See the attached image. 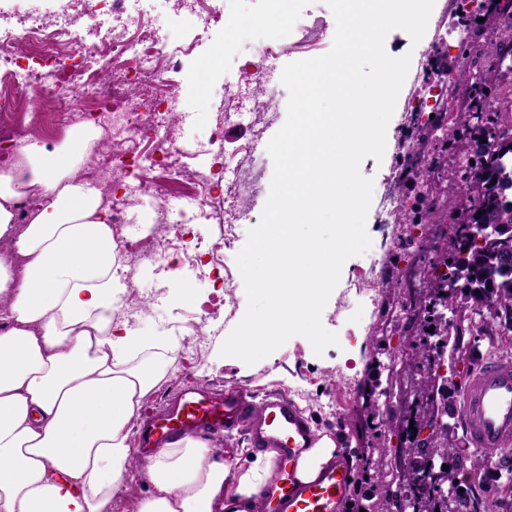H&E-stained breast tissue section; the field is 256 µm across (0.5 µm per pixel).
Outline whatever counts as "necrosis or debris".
<instances>
[{"mask_svg":"<svg viewBox=\"0 0 512 512\" xmlns=\"http://www.w3.org/2000/svg\"><path fill=\"white\" fill-rule=\"evenodd\" d=\"M119 0H55V9L27 13L24 27L0 35V81L36 99L37 109L52 112L73 92L93 104L99 118L97 137L86 164V174L102 189V202L112 210L114 230L128 221L131 206L151 199L163 244H177L183 224L171 204L168 182L184 178L195 187L188 206L197 219L236 223L235 202L214 197L210 173L188 167L171 132L173 101L179 72L195 43L181 40L170 45L155 40L144 20L135 27L107 32L88 43L75 26L76 18L93 19L116 8ZM80 61L73 81L64 80L62 60ZM107 62L111 79H103L97 61Z\"/></svg>","mask_w":512,"mask_h":512,"instance_id":"4bbe7bcc","label":"necrosis or debris"}]
</instances>
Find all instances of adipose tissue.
<instances>
[{
	"mask_svg": "<svg viewBox=\"0 0 512 512\" xmlns=\"http://www.w3.org/2000/svg\"><path fill=\"white\" fill-rule=\"evenodd\" d=\"M91 133L73 127L51 150L20 144L0 169V239L23 261L17 275L0 258V512H112L133 467L130 424L167 374L133 362L154 337L112 321L124 269L112 211L80 174ZM275 457L223 460L182 437L143 464L150 490L136 512H256Z\"/></svg>",
	"mask_w": 512,
	"mask_h": 512,
	"instance_id": "obj_1",
	"label": "adipose tissue"
}]
</instances>
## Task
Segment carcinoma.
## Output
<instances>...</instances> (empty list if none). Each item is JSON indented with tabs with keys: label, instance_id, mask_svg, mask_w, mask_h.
I'll return each mask as SVG.
<instances>
[{
	"label": "carcinoma",
	"instance_id": "carcinoma-1",
	"mask_svg": "<svg viewBox=\"0 0 512 512\" xmlns=\"http://www.w3.org/2000/svg\"><path fill=\"white\" fill-rule=\"evenodd\" d=\"M467 58L482 60L486 70H491L498 56L488 51L479 41L468 42ZM460 81L448 80L446 111L455 114L454 122L464 118L475 121V128L487 137L479 145L480 160L475 165L461 163L460 189L467 197L472 210L473 224L486 220L498 225L496 233L486 237L481 244H468L472 224H458L451 239L453 262L443 261L441 271L426 296L440 301L444 312L438 315L439 331L435 342L426 341L415 354L421 376L422 404L413 417L414 427L434 421L437 427L425 441L408 449L412 455L400 484L404 490V505L410 512H468L470 505L458 493V486L451 471L434 465L435 458H445L454 450L448 443L447 386L437 385L433 374L436 356L448 346V317L456 315V298H470L487 307L493 316L504 313L512 320V270L503 269L505 258L512 259V93L507 91L497 97L499 107L477 97L470 99L469 112H455L459 101ZM483 215H477V212Z\"/></svg>",
	"mask_w": 512,
	"mask_h": 512
}]
</instances>
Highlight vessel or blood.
Masks as SVG:
<instances>
[{"label":"vessel or blood","mask_w":512,"mask_h":512,"mask_svg":"<svg viewBox=\"0 0 512 512\" xmlns=\"http://www.w3.org/2000/svg\"><path fill=\"white\" fill-rule=\"evenodd\" d=\"M457 415L473 447L494 451L512 444V359H487L469 373ZM245 432L253 447L277 453L274 475L259 512H338L350 486L345 456L323 467L309 484L298 485L299 460L316 434L302 411L284 395L254 402L244 391L184 390L160 413L152 414L136 436L140 450L161 448L195 433L222 438Z\"/></svg>","instance_id":"vessel-or-blood-1"}]
</instances>
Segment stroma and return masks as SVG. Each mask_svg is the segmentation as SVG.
I'll use <instances>...</instances> for the list:
<instances>
[{
  "instance_id": "obj_1",
  "label": "stroma",
  "mask_w": 512,
  "mask_h": 512,
  "mask_svg": "<svg viewBox=\"0 0 512 512\" xmlns=\"http://www.w3.org/2000/svg\"><path fill=\"white\" fill-rule=\"evenodd\" d=\"M148 19L156 39L176 42L196 40L198 51H205L230 16L229 0H217L216 11L207 17L187 16L177 10L175 0H126L117 13L99 18L87 29V41H96L113 24L137 16ZM512 15V0H435L427 27V45L413 44L409 34L395 29L385 39L390 54H407L411 65L387 127L386 150L382 160L366 158L364 176L373 180V198L366 230L370 248L350 257L343 265L339 284L333 290L321 316L323 326L337 333L338 345L315 354L303 336L291 337L284 345L248 365L239 359L220 356L226 336L245 314L247 298L244 281L235 257L244 246L248 230L257 224L266 203L273 175V161L267 152L270 138L286 119L288 92L280 81L287 63L326 54L332 47L335 19L322 0H315L302 13L288 37L284 51L264 60L269 75L265 87L242 80L239 67L262 46L261 40L246 41L235 56L230 70L216 82L202 130H194L195 112L187 103L185 74L174 77L178 87L177 117L173 130L186 143L190 167L208 168L224 163L240 169L237 187L244 204V217L232 225L207 223L185 217L183 238L178 247L137 260L123 257L131 288L124 318L127 326L149 336L160 337V345L144 350L143 359L164 360L165 380L141 402L142 407H160L174 399L182 386L192 382L214 392L231 387L245 388L256 399L280 392L288 396L312 421L315 430L333 436L342 454L360 457L362 465L352 475L350 489L339 512H356L355 505L368 491L371 476L378 471L397 474L408 463L410 420L418 404L419 377L408 371L406 362L427 338L436 324L432 306H413L412 299L428 287L427 277L448 250L451 227L466 205L452 188L450 178L458 170L457 157L474 153L476 145L468 132L457 135L455 150L441 151L423 126L433 105L445 99L448 74L457 70L464 57L466 42L478 38L497 40L487 24L489 17ZM239 92L240 111L227 115L224 89ZM272 98L271 111L251 112L257 98ZM222 131V144L213 134ZM436 158L439 169L435 184L448 200L441 218L426 224H403L390 213V200L397 197L405 207H413L420 187L416 161ZM224 239V264L215 268L206 261L190 266L198 240ZM164 265L166 276H158L156 265ZM376 269L381 282L395 284L397 295L378 290L367 295L366 275ZM179 272L191 287L189 298L171 287L170 272ZM225 295L226 304L218 315L217 334L197 339L187 330L173 334L170 324L184 316L200 318L201 307L215 295ZM448 336L466 352L457 360L452 348H445L438 369L448 384V403L456 405L465 375L471 366L492 357H512V322L491 316L476 303H468L458 316L448 319ZM448 437L462 450V460H451V469H470L479 463L467 491L478 512H512V496L505 489L512 484V468L503 466L512 458V447L489 455L473 448L457 421L449 414ZM386 453H378L379 444Z\"/></svg>"
}]
</instances>
